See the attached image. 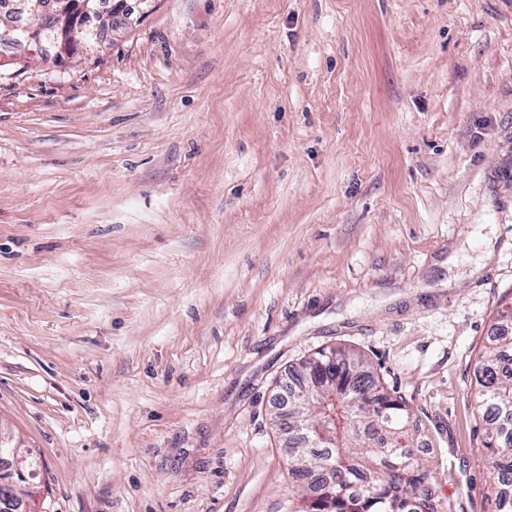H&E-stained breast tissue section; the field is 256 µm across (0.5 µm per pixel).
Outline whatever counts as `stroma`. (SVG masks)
<instances>
[{"label": "stroma", "mask_w": 512, "mask_h": 512, "mask_svg": "<svg viewBox=\"0 0 512 512\" xmlns=\"http://www.w3.org/2000/svg\"><path fill=\"white\" fill-rule=\"evenodd\" d=\"M0 440L27 512H295L273 397L363 352L490 512L512 0H154L0 41ZM63 1L67 0L52 2L27 0L19 2L18 5L28 9L33 14L43 13L46 17H51L52 13L54 15L51 26L45 28L41 26L30 27L23 34L27 44L33 46L29 50L32 56H44L43 46L45 42H51L55 46L57 57L70 55L75 46L76 33L84 31L92 21L96 20V11L90 5L89 0H68V3ZM76 14L85 15L88 21L79 24L75 19Z\"/></svg>", "instance_id": "35a3bbf8"}]
</instances>
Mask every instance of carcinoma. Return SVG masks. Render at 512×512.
Here are the masks:
<instances>
[{"label": "carcinoma", "instance_id": "obj_1", "mask_svg": "<svg viewBox=\"0 0 512 512\" xmlns=\"http://www.w3.org/2000/svg\"><path fill=\"white\" fill-rule=\"evenodd\" d=\"M512 307L498 311L495 331L478 356L477 411L485 422V463L494 479V512H512ZM290 374L288 405L311 401L305 423L325 424L336 445L320 448L288 435V473L298 482L296 512H454L435 497L436 466L408 421V403L374 371L366 356L323 348Z\"/></svg>", "mask_w": 512, "mask_h": 512}]
</instances>
